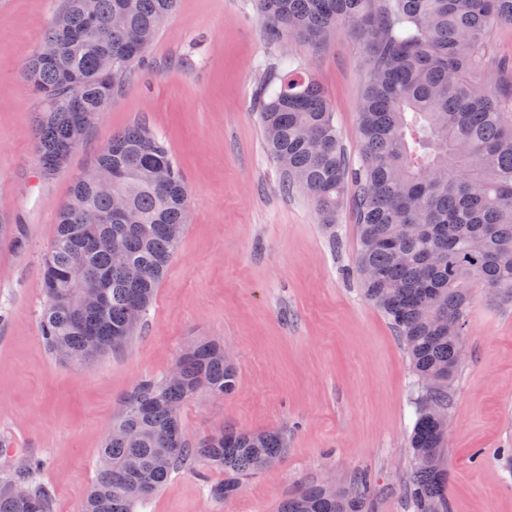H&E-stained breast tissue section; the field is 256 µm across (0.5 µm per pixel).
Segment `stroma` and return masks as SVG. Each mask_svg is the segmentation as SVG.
I'll return each instance as SVG.
<instances>
[{
    "mask_svg": "<svg viewBox=\"0 0 512 512\" xmlns=\"http://www.w3.org/2000/svg\"><path fill=\"white\" fill-rule=\"evenodd\" d=\"M65 0H0V218L23 248L0 238V468L38 461L56 512H77L96 476L104 435L142 379L166 375L184 347L224 343L238 387L200 395L181 414L192 439L222 427L282 431L278 465L228 500L220 472L172 475L140 512H277L308 484H370V512H411L403 493L414 378L384 314L361 291L358 228L349 209L328 237L313 204L284 192L254 104L262 64L295 56L326 90L351 156L366 57L348 33L318 48L267 45L251 0H178L128 90L112 101L52 179L33 149L37 98L24 77ZM149 120L188 189L190 223L146 325L124 351L66 365L49 351L39 316L42 262L69 195L112 135ZM466 357L455 381L445 466L452 512H512V302L473 290Z\"/></svg>",
    "mask_w": 512,
    "mask_h": 512,
    "instance_id": "obj_1",
    "label": "stroma"
}]
</instances>
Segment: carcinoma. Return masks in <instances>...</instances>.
<instances>
[{"mask_svg":"<svg viewBox=\"0 0 512 512\" xmlns=\"http://www.w3.org/2000/svg\"><path fill=\"white\" fill-rule=\"evenodd\" d=\"M266 41L315 48L347 29L369 62L358 105L362 154L347 157L333 104L302 66L271 64L255 92L268 154L285 192L300 190L336 234L347 202L359 232L355 264L363 292L384 314L408 357L415 390L404 495L414 512H450L446 438L436 410L449 412L458 351L479 286L512 298V59L493 46L496 24H512V0H255ZM176 0H83L49 23L57 56L32 55L25 78L40 107L34 151L39 175L60 172L101 112L130 86ZM112 57V72L100 70ZM91 166L115 179L125 209L76 177L58 206L43 260L41 334L61 361L123 349L144 326L189 217L188 190L165 141L140 119L112 136ZM109 237L127 262L96 246ZM182 380L145 379L127 397L99 451L96 478L78 512H137L175 473L197 463L224 473L217 499L282 457L278 431L222 428L189 440L184 405L201 393L232 394L237 371L224 344L197 341L179 359ZM26 461L0 471V512H55L52 492ZM23 481L21 498L12 484ZM278 512H368L367 482L349 491L323 483L288 494Z\"/></svg>","mask_w":512,"mask_h":512,"instance_id":"obj_1","label":"carcinoma"}]
</instances>
